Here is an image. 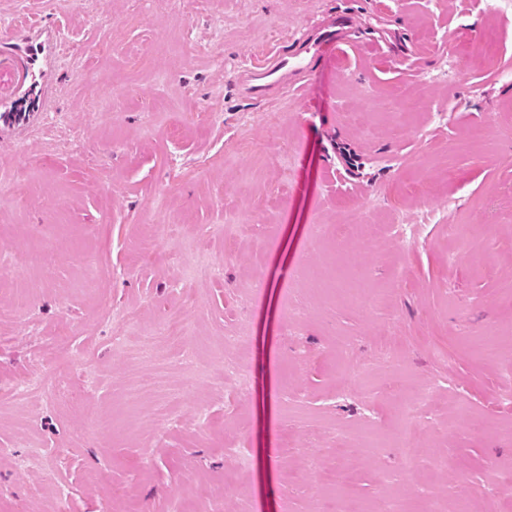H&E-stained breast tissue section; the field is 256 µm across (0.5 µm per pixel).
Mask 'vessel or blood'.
<instances>
[{"mask_svg": "<svg viewBox=\"0 0 512 512\" xmlns=\"http://www.w3.org/2000/svg\"><path fill=\"white\" fill-rule=\"evenodd\" d=\"M354 27L351 16H331L286 37L284 44L266 53L261 61L243 66L239 74L243 91L250 98L266 100L301 88L303 76L314 68L323 51L345 43Z\"/></svg>", "mask_w": 512, "mask_h": 512, "instance_id": "1", "label": "vessel or blood"}]
</instances>
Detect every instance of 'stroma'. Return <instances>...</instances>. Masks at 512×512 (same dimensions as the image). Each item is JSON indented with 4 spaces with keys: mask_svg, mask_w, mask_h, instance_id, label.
Returning <instances> with one entry per match:
<instances>
[{
    "mask_svg": "<svg viewBox=\"0 0 512 512\" xmlns=\"http://www.w3.org/2000/svg\"><path fill=\"white\" fill-rule=\"evenodd\" d=\"M343 13L353 43L301 93L241 95L246 61ZM2 50L37 62L43 93L23 122L0 121V389L62 362L85 401H0V512H512L501 0H0ZM412 182L428 195L402 197ZM354 207L368 220L341 239ZM293 224L280 285L305 315L278 308L263 353L260 284ZM35 249L46 266L28 265ZM356 282L377 303L353 301ZM174 313L197 371L163 342L140 354ZM239 335L246 349L227 345ZM239 358L243 391L225 372ZM268 374L262 484L253 398ZM146 377L156 389L135 393ZM410 399L408 471L394 432ZM33 448L43 464L27 465Z\"/></svg>",
    "mask_w": 512,
    "mask_h": 512,
    "instance_id": "obj_1",
    "label": "stroma"
}]
</instances>
